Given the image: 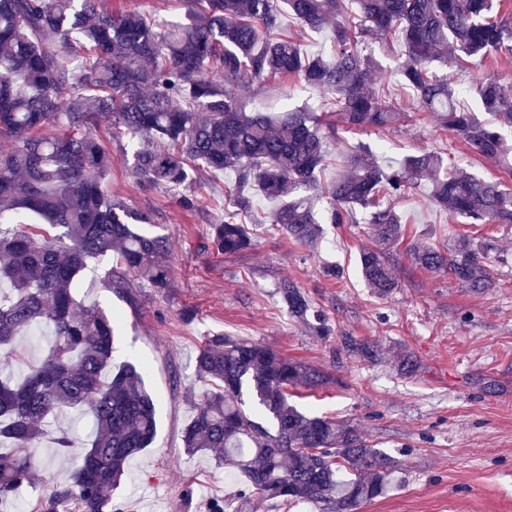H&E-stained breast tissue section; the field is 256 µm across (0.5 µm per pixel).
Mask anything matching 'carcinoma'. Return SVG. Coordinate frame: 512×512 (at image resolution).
Masks as SVG:
<instances>
[{
  "mask_svg": "<svg viewBox=\"0 0 512 512\" xmlns=\"http://www.w3.org/2000/svg\"><path fill=\"white\" fill-rule=\"evenodd\" d=\"M182 21L159 22L137 10L115 14L101 0H0V369L20 367L13 384L0 378V506L31 485L45 463L24 452L38 445L47 418L65 410L92 416L93 434L70 483L37 499L29 512H117L115 491L130 460L157 432L156 404L140 367L112 369L118 319L96 306H78L74 293L87 261L111 255L107 279L125 287L131 274L153 288L169 286L162 257L166 238L137 225L150 218L112 198L105 180L112 156L92 129L139 140L136 181L179 191L190 166L231 171L233 210L210 225L219 253L251 244L238 215L255 194L279 202L273 229L314 251L324 224H369L383 242L399 240L398 202L427 183L434 206L467 224L512 227V188L458 169L434 152L406 157L396 168L379 164L358 145L324 187L325 139L336 122L383 131L405 118L381 92L378 63L363 53L370 38L400 40L399 83L412 90L421 112L456 133L474 155L512 173V84L495 76L471 91L498 126L461 109L454 82L436 64L464 68L512 55V19L494 12L495 0H184ZM312 31L333 27L326 53L307 54L280 31L282 8ZM244 87L296 78L323 94L321 113L248 112ZM68 91L67 102L61 92ZM427 270H443L461 285H491V267L475 239L448 236L413 253ZM361 273L379 296L396 288L373 250L360 256ZM279 294L288 313L309 321L311 303L285 281ZM45 328L53 341L39 358L13 344ZM196 379L209 386L182 436L186 454H209L265 499L318 512H359L382 496L396 461L353 429L303 412L288 388L318 386L323 374L260 344L222 334L198 349ZM255 404L244 409L243 389ZM250 494L216 498L209 512H248Z\"/></svg>",
  "mask_w": 512,
  "mask_h": 512,
  "instance_id": "cac0c4a2",
  "label": "carcinoma"
}]
</instances>
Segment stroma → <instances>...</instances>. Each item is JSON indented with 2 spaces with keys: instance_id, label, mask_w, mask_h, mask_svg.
Here are the masks:
<instances>
[{
  "instance_id": "stroma-1",
  "label": "stroma",
  "mask_w": 512,
  "mask_h": 512,
  "mask_svg": "<svg viewBox=\"0 0 512 512\" xmlns=\"http://www.w3.org/2000/svg\"><path fill=\"white\" fill-rule=\"evenodd\" d=\"M239 94L250 112L321 105L316 92L293 78ZM361 142L378 145L391 159L437 150L483 178L512 184L511 173L467 154L452 131L415 117L390 130L349 131L329 141L320 181L334 180L342 152ZM108 147L113 197L147 214L146 232L169 243L165 290L134 280L125 288L108 287L104 276L112 259L106 256L88 262L77 294L80 305L118 314L113 362L144 365L146 387L157 400L155 441L131 460L115 495L123 512H208L213 498L237 489L238 479L228 469L209 456L183 451V428L204 390L195 379V357L206 336L216 333L260 343L326 375V385L291 389V402L353 426L395 458L398 483L361 512H512V229L483 228L495 284L475 293L447 273L414 263V246L445 241L460 224L422 194L405 197L399 202L406 219L401 239L383 250L398 286L380 298L361 274V252L376 246L368 225H325L321 247L311 252L244 215L240 221L251 246L221 254L209 230L230 206L231 179L195 171L190 188L200 206L186 211L173 193L131 176L135 141L115 139ZM284 281L308 296L330 335H318L289 315L278 294ZM348 336L369 346L371 357L347 352ZM406 356L415 363L409 372L399 367ZM48 430L32 453L53 462L40 483L17 500L19 512L69 482L92 426L88 416L67 413L50 421ZM59 430L72 441L63 456L56 455L52 439Z\"/></svg>"
}]
</instances>
